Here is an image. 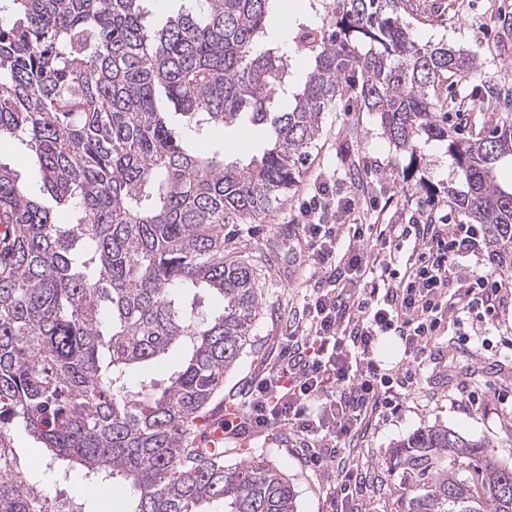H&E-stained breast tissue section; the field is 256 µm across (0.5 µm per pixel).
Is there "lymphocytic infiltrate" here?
<instances>
[{
  "mask_svg": "<svg viewBox=\"0 0 512 512\" xmlns=\"http://www.w3.org/2000/svg\"><path fill=\"white\" fill-rule=\"evenodd\" d=\"M355 212L347 188L327 181L303 203L306 256L322 286L289 318L278 354L221 425L233 439L289 426L309 465L335 462L336 512H358L368 491L346 453L353 437L399 408L425 362L471 356L472 333L512 305L498 270L460 263L482 248L477 225L361 224ZM466 315L471 333L444 338ZM384 336L404 349L398 370L374 356Z\"/></svg>",
  "mask_w": 512,
  "mask_h": 512,
  "instance_id": "lymphocytic-infiltrate-1",
  "label": "lymphocytic infiltrate"
}]
</instances>
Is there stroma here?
I'll list each match as a JSON object with an SVG mask.
<instances>
[{
    "instance_id": "obj_1",
    "label": "stroma",
    "mask_w": 512,
    "mask_h": 512,
    "mask_svg": "<svg viewBox=\"0 0 512 512\" xmlns=\"http://www.w3.org/2000/svg\"><path fill=\"white\" fill-rule=\"evenodd\" d=\"M419 44L462 46L474 54L482 76L494 79L502 90H512V0H409L401 12ZM310 0H280L278 12L269 22L272 36L281 48L291 51L294 79H303L310 68L308 58L295 55L290 39L298 25L312 23ZM441 90L454 103L448 125L458 135L470 136L493 126L503 116H512V100L504 98L492 106L478 102L472 85L451 76ZM428 187L407 177L409 157L396 150L384 136L374 113L338 103L326 113L304 175L288 194L287 201L261 224H247L236 239L243 256L257 257L262 269L258 286L261 310L254 323L252 342L224 378V392L210 409L216 420L224 418V398L240 393L257 378L264 363L278 353L280 338L291 309L301 306L318 278L299 257L305 245L299 225V207L308 198L317 178L336 177L353 184L359 216L365 224H416L423 220L427 202H435L438 214L451 223L466 218L453 210L446 187L453 176L442 142L425 149ZM0 163L21 177L29 195L47 199L35 156L16 139L0 141ZM512 336V307L473 337V354L456 365L425 364L416 392L405 398L397 414L377 422L360 439L352 453L362 461L369 491L360 503L361 512H397L403 492L400 479L387 466L393 448L413 432L443 425L462 436L492 446L501 461L512 462V351L499 340ZM474 389L489 392L484 407L465 406ZM11 443L30 483L46 495L84 501L88 512H127L129 491L121 483L99 489L83 472L62 475L46 467L43 451L22 427H13ZM260 455L277 467L293 485L298 512H331L334 482L330 471L308 466L297 437L287 427L272 425L246 439L224 442V461L231 464Z\"/></svg>"
}]
</instances>
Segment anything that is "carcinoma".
I'll list each match as a JSON object with an SVG mask.
<instances>
[{"label": "carcinoma", "mask_w": 512, "mask_h": 512, "mask_svg": "<svg viewBox=\"0 0 512 512\" xmlns=\"http://www.w3.org/2000/svg\"><path fill=\"white\" fill-rule=\"evenodd\" d=\"M0 4V139L35 145L44 185L69 220L0 164V512H49L12 449L20 422L47 466L80 468L130 491L127 512H298L268 461L224 462L206 445L209 405L251 342L261 270L224 259L241 224L288 199L324 113L347 95L379 115L384 135L424 162L446 142L454 206L485 230L492 261L512 268V119L470 138L448 134L435 94L448 73L474 76L464 48L419 45L403 0H312L300 25L311 59L300 83L266 39L276 0H190L154 32L148 0H7ZM476 96H501L482 80ZM165 97L188 118L180 128ZM288 97V111L275 102ZM250 123L262 151L228 162L212 138ZM220 299L198 312L201 295ZM158 380L143 368L170 351ZM141 371L131 383L135 371ZM442 426L395 447L399 512H512V463Z\"/></svg>", "instance_id": "cac0c4a2"}]
</instances>
